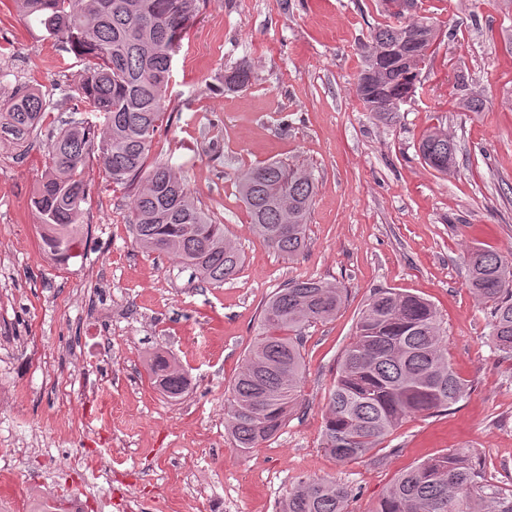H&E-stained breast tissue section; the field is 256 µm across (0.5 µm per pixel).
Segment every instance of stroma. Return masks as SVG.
<instances>
[{"mask_svg": "<svg viewBox=\"0 0 512 512\" xmlns=\"http://www.w3.org/2000/svg\"><path fill=\"white\" fill-rule=\"evenodd\" d=\"M439 27L433 53L396 123L355 95L362 47L388 22L385 0H202L172 60L168 123L150 151L244 256L237 277L198 288L171 257L139 249L131 193L96 159L84 179L82 242L61 263L44 250L31 199L47 132L0 139V512H40L42 488L68 482L122 512H276L301 477L332 479L350 512H373L400 473L452 449L512 489V359L491 343L488 308L471 292L466 251L483 243L512 259V0H416ZM0 104L17 89L51 94L66 117L82 66L0 0ZM242 91L224 87L239 64ZM486 107L467 112L464 93ZM448 129L454 174L428 168L424 132ZM279 160L312 170L317 191L301 255L275 252L250 227L238 181ZM341 283L336 318L306 328L301 398L280 435L239 451L224 403L259 333L264 303L288 280ZM429 300L448 358L469 384L448 411L407 418L369 461L342 463L321 446L322 413L340 356L376 289ZM191 380L170 401L152 386L149 352Z\"/></svg>", "mask_w": 512, "mask_h": 512, "instance_id": "stroma-1", "label": "stroma"}]
</instances>
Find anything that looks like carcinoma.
Segmentation results:
<instances>
[{
    "mask_svg": "<svg viewBox=\"0 0 512 512\" xmlns=\"http://www.w3.org/2000/svg\"><path fill=\"white\" fill-rule=\"evenodd\" d=\"M20 9L26 23L83 65L76 87L83 108L72 109L49 139L48 164L33 198L44 248L60 261L72 257L88 199L82 168L94 156L112 183L132 191V231L141 250L173 256L190 279L211 288L233 280L243 259L224 225L196 205L173 166L147 164L165 118L168 57L196 17L198 0H20ZM393 16L397 22L372 31L363 68L378 47H393L397 58L379 86L366 91L356 85L359 101L385 123L397 112L383 105V92L419 82L422 68L411 59L428 57L438 38L428 18L414 20L399 11ZM252 78L245 64L225 75L224 83L239 91ZM52 110L44 95L20 89L0 118L20 137L38 130ZM89 112L97 121L89 120ZM418 151L442 175L455 168L457 144L441 127L422 136ZM239 192L254 233L270 248L289 258L304 250L316 194L311 172L269 162L244 171ZM466 266L469 288L490 306L493 347L512 359V261L478 244L468 248ZM343 301L344 289L336 283L291 279L262 307L260 333L224 406L225 428L240 451L273 439L285 426L305 378L302 331L335 318ZM146 365L164 397L177 400L188 390L185 372L162 352L149 353ZM467 391L448 359L433 304L409 292L379 289L341 356L323 414L322 448L340 462L362 459L403 420L446 410ZM349 498L343 484L301 478L281 497L278 512H348ZM374 512H512V492L470 455L452 451L402 473Z\"/></svg>",
    "mask_w": 512,
    "mask_h": 512,
    "instance_id": "1",
    "label": "carcinoma"
}]
</instances>
